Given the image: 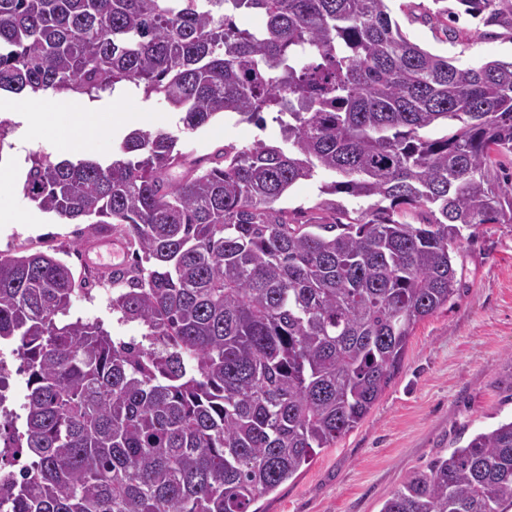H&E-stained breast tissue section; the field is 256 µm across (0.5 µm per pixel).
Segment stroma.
<instances>
[{"mask_svg": "<svg viewBox=\"0 0 512 512\" xmlns=\"http://www.w3.org/2000/svg\"><path fill=\"white\" fill-rule=\"evenodd\" d=\"M390 13L407 37L462 65L512 60V27L484 25L460 15L454 22L435 16L432 0H391ZM25 95H11L12 111L0 112L10 131L0 165L25 178L30 159L91 158L109 163L124 138L116 129L90 145L61 153L39 139L23 118ZM104 112H148L160 130L179 134L184 152L206 158L227 143L252 145L275 138L276 124L259 131L235 118H217L192 133L180 130L179 113L161 96L138 94L131 101H98ZM81 224H66L44 213L22 187L0 189V253L45 251L56 254L76 280L87 278L86 255L93 245ZM462 287L451 306L418 323L399 371L366 418L321 450L296 477L256 502L261 512H380L390 492L412 472L439 455L466 445L475 434L512 420V225L480 224L455 259ZM92 293L76 291L71 317L101 320L114 337L139 339L142 329L120 322L108 298L110 283L92 282Z\"/></svg>", "mask_w": 512, "mask_h": 512, "instance_id": "obj_1", "label": "stroma"}]
</instances>
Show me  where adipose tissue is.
Here are the masks:
<instances>
[{"mask_svg":"<svg viewBox=\"0 0 512 512\" xmlns=\"http://www.w3.org/2000/svg\"><path fill=\"white\" fill-rule=\"evenodd\" d=\"M25 117L43 138L64 133L71 143H94L112 127L148 126L154 119L131 112H100L86 98L74 94L38 93L25 103Z\"/></svg>","mask_w":512,"mask_h":512,"instance_id":"ef3b65f1","label":"adipose tissue"}]
</instances>
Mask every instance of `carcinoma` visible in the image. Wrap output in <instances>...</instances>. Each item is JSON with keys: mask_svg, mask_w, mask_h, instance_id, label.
<instances>
[{"mask_svg": "<svg viewBox=\"0 0 512 512\" xmlns=\"http://www.w3.org/2000/svg\"><path fill=\"white\" fill-rule=\"evenodd\" d=\"M457 2L512 27L509 0ZM120 83L162 96L183 132L225 114L263 131L274 112L278 139L191 161L137 128L107 165L31 159L40 210L128 242L109 305L144 333L69 320L79 284L60 259L0 255V343L28 373L5 439L34 462L0 512H253L370 412L416 325L459 292L463 231L512 225V61L425 50L387 0H0V92ZM325 172L322 215L278 206ZM511 509L512 420L380 512Z\"/></svg>", "mask_w": 512, "mask_h": 512, "instance_id": "obj_1", "label": "carcinoma"}]
</instances>
